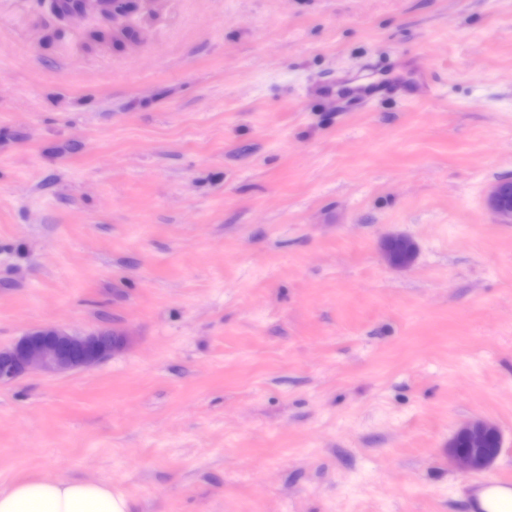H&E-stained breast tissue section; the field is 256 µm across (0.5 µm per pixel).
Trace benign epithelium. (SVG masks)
<instances>
[{
    "instance_id": "obj_1",
    "label": "benign epithelium",
    "mask_w": 512,
    "mask_h": 512,
    "mask_svg": "<svg viewBox=\"0 0 512 512\" xmlns=\"http://www.w3.org/2000/svg\"><path fill=\"white\" fill-rule=\"evenodd\" d=\"M143 0H83L80 8L57 12L66 19L98 14L120 24L137 11ZM504 183L497 180L487 194V206L499 223L512 224V207L503 202ZM125 337L108 327L83 334L73 333L57 325H46L28 331L12 346L0 348V384L16 381L32 371L64 375L87 371L112 357L123 348ZM489 433L502 440L497 424L488 418H476L462 423L448 442V462L458 471L468 474L487 469L499 456L501 446L494 448H460L457 439L469 434Z\"/></svg>"
}]
</instances>
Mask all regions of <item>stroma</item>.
<instances>
[{"label":"stroma","instance_id":"stroma-1","mask_svg":"<svg viewBox=\"0 0 512 512\" xmlns=\"http://www.w3.org/2000/svg\"><path fill=\"white\" fill-rule=\"evenodd\" d=\"M0 0V484L126 512H485L512 478V0H158L113 45ZM411 95L359 104L348 76ZM416 244L388 266L386 233ZM489 418L485 473L448 464ZM504 194L502 180L492 183L487 194V206L496 215L499 223L512 224V207L503 202ZM125 340L108 327L83 334L57 325L32 329L12 346L0 348V384L32 371L64 375L91 370L123 348ZM482 433L495 435L498 440L497 446L495 448H483L495 444V440L489 437L482 438L480 441L463 440L461 444L464 448L457 446L459 437ZM501 444V433L494 421L488 418L468 420L456 429L453 438L448 442V462L464 474L484 471L499 456ZM108 483L34 478L0 486V512H126Z\"/></svg>","mask_w":512,"mask_h":512}]
</instances>
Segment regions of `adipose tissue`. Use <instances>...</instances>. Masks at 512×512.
I'll use <instances>...</instances> for the list:
<instances>
[{
    "mask_svg": "<svg viewBox=\"0 0 512 512\" xmlns=\"http://www.w3.org/2000/svg\"><path fill=\"white\" fill-rule=\"evenodd\" d=\"M108 483L34 478L0 486V512H124Z\"/></svg>",
    "mask_w": 512,
    "mask_h": 512,
    "instance_id": "adipose-tissue-1",
    "label": "adipose tissue"
}]
</instances>
